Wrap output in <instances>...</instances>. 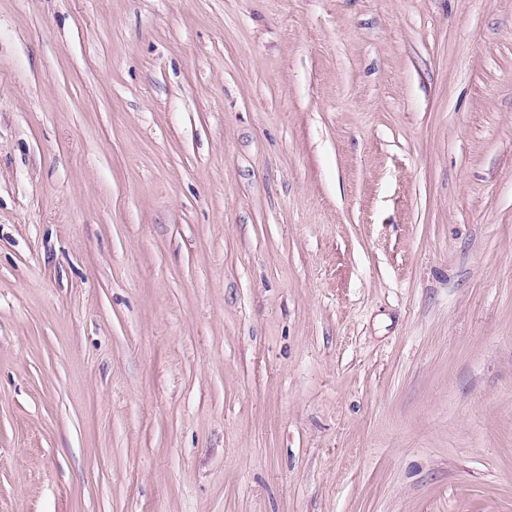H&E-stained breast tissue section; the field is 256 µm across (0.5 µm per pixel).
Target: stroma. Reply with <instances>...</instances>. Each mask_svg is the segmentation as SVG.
<instances>
[{
	"instance_id": "35a3bbf8",
	"label": "stroma",
	"mask_w": 512,
	"mask_h": 512,
	"mask_svg": "<svg viewBox=\"0 0 512 512\" xmlns=\"http://www.w3.org/2000/svg\"><path fill=\"white\" fill-rule=\"evenodd\" d=\"M0 512H512V0H0Z\"/></svg>"
}]
</instances>
